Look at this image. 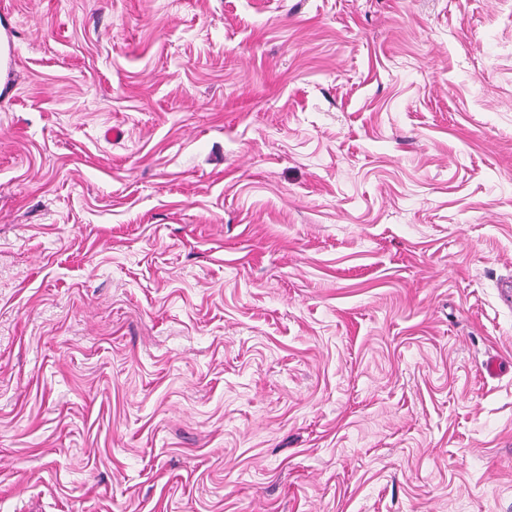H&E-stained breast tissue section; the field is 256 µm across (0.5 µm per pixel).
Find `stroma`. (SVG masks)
Here are the masks:
<instances>
[{
	"label": "stroma",
	"mask_w": 512,
	"mask_h": 512,
	"mask_svg": "<svg viewBox=\"0 0 512 512\" xmlns=\"http://www.w3.org/2000/svg\"><path fill=\"white\" fill-rule=\"evenodd\" d=\"M0 38V512H512V0Z\"/></svg>",
	"instance_id": "obj_1"
}]
</instances>
